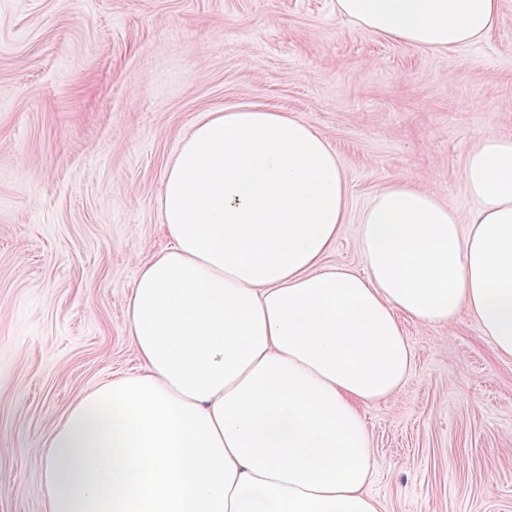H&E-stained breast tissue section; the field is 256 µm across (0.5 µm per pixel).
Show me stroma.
Masks as SVG:
<instances>
[{
  "instance_id": "1",
  "label": "stroma",
  "mask_w": 512,
  "mask_h": 512,
  "mask_svg": "<svg viewBox=\"0 0 512 512\" xmlns=\"http://www.w3.org/2000/svg\"><path fill=\"white\" fill-rule=\"evenodd\" d=\"M259 103L336 153L348 218L326 262L362 270L359 218L398 181L478 208L464 168L512 139V0L451 51L369 34L336 0H0V512H46L44 442L135 372L126 302L168 240L167 164L207 113ZM401 391L366 405L380 512H512V358L476 321L403 320Z\"/></svg>"
}]
</instances>
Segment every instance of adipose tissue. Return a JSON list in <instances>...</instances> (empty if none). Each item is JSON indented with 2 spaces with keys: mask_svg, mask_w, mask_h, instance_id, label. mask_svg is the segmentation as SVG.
Here are the masks:
<instances>
[{
  "mask_svg": "<svg viewBox=\"0 0 512 512\" xmlns=\"http://www.w3.org/2000/svg\"><path fill=\"white\" fill-rule=\"evenodd\" d=\"M363 30L453 50L500 0H336ZM468 228L426 189L378 190L364 269L324 265L347 221L343 168L304 122L259 104L208 113L167 165V248L127 299L139 372L88 390L44 447L47 512H379L363 405L412 368L401 318L478 323L512 357V140L465 169Z\"/></svg>",
  "mask_w": 512,
  "mask_h": 512,
  "instance_id": "adipose-tissue-1",
  "label": "adipose tissue"
}]
</instances>
